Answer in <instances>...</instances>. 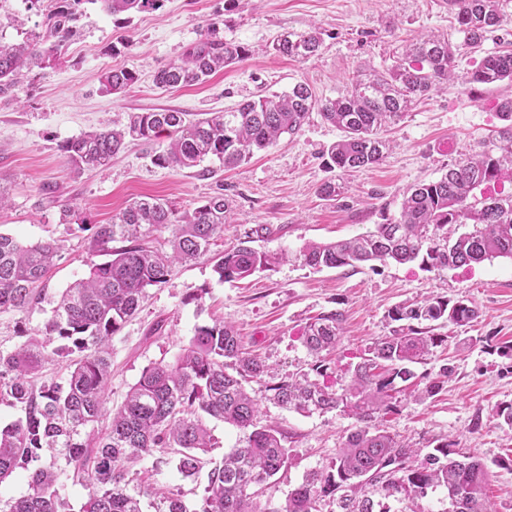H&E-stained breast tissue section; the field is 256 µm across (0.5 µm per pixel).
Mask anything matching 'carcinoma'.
<instances>
[{
  "mask_svg": "<svg viewBox=\"0 0 512 512\" xmlns=\"http://www.w3.org/2000/svg\"><path fill=\"white\" fill-rule=\"evenodd\" d=\"M109 15L155 10L163 0H99ZM81 0H49L44 31L0 47V93L19 88L28 72L55 61L74 35V9ZM457 8L453 43L431 33L406 45L391 67L360 71L345 92L318 99L308 85L247 101L233 110L190 120L177 110L131 112L122 126L83 133L59 145L68 174L104 171L112 158L137 142L149 144L165 136L168 143L154 161L194 169L212 158L234 168L258 150L296 134L309 112L343 132L327 150L331 167L354 172L380 164L387 143L380 133L401 122L417 99L448 83L456 53L482 50L488 36L512 24L506 0H448ZM323 39L318 28L286 31L273 51L307 60L317 55ZM249 49L218 37L217 23L155 77L160 89L200 84L215 73L246 60ZM470 81L485 86L512 83V51L486 54ZM136 82L133 70L110 68L102 84L112 94ZM497 113L504 126L483 140L480 151L448 166L440 178L418 182L404 192L399 215L365 233L335 242H310L298 259L315 269L388 261L420 262L429 270L470 267L496 258L512 259V194L477 196L476 190L505 177L512 179V96L500 99ZM229 203L218 193L181 213L165 199L144 197L129 203L108 224L81 220L88 250L105 257L88 273L58 293L49 317L31 336L9 351L0 350V406L21 412L0 425V484L23 471L25 494L4 502L0 512H73L61 493L64 469L87 489L79 512H142L139 495L129 490L136 479L133 464L172 452L177 469L194 478L208 464L215 447L205 418L221 420L243 431L245 443L224 454L207 474V485L193 504L181 492L154 493L153 512H320L324 497L337 501L339 512H376L375 496L418 499L441 489L448 512H494L484 496L488 470L473 455L447 441L433 448L420 464L418 449L394 439L375 424L392 410L397 382L415 386L407 368L426 356L440 337L423 322L463 326L478 316L468 299L429 297L400 305L388 314L398 326L380 339L371 356L357 363L351 384L341 394L304 373L270 387L271 399L297 413H326L341 408L361 423L336 452L330 469L307 474L273 510L259 497L268 482L289 462L281 433L259 424L260 405L243 380L266 372L260 360L243 352L237 331L222 318L195 328L193 336L170 363L147 366L123 403L110 405L112 339L141 310L147 291L167 281L173 268L208 257L219 279L246 278L285 254L260 252L239 245L218 254L212 246L224 232ZM167 230L168 249L141 243L154 231ZM121 246L115 247L113 243ZM54 239L23 243L0 234V313H25L45 298L47 275L61 257ZM340 314L318 316L304 329V343L314 357L312 370H327V355L340 336ZM65 364L61 376L38 380L45 364ZM452 368H440L418 392L430 397ZM108 421L107 431L95 427Z\"/></svg>",
  "mask_w": 512,
  "mask_h": 512,
  "instance_id": "1",
  "label": "carcinoma"
}]
</instances>
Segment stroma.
I'll return each mask as SVG.
<instances>
[{"label":"stroma","instance_id":"1","mask_svg":"<svg viewBox=\"0 0 512 512\" xmlns=\"http://www.w3.org/2000/svg\"><path fill=\"white\" fill-rule=\"evenodd\" d=\"M0 13L15 18L0 32V46L43 28L36 0H0ZM221 38L247 46L249 57L208 81L163 91L155 74L198 41L210 23ZM319 26L323 45L306 61L272 49L287 30ZM74 35L47 68L33 69L24 85L0 94V181L12 195L0 209V232L24 242L61 240L62 257L46 282L49 296L84 276L96 257L76 224L60 221L62 206L78 208L92 223H107L134 199H167L179 211L223 193L230 211L216 250L252 239L260 251L288 253V260L244 280H219L209 259L177 266L169 280L149 288L142 310L112 343L113 404H120L143 369L170 362L197 326L221 316L233 323L246 352L269 371L248 381L261 406V420L285 437L290 462L271 479L263 497L282 502L313 470L329 469L337 448L358 422L347 412L300 414L269 401V386L308 373L314 360L303 339L309 318L342 315V334L329 358L325 380L336 392L375 342L390 335L387 312L425 297L468 298L479 308L474 322L449 327V336L412 364L415 383H426L443 365L452 375L431 397L396 395L384 425L397 440L428 453L452 440L480 458L489 470L485 488L496 512H512V426L493 410L512 402V362L498 353L512 344V260L497 258L470 269L428 272L419 264L363 265L358 269L305 266L297 255L311 241L349 238L397 216L406 188L439 178L449 164L475 153L501 125L498 99L512 85L471 83L476 53L457 55L447 87L414 104L382 136L391 144L376 167L351 173L327 164V148L342 132L320 112H310L301 131L259 151L233 169L213 174L154 164L163 143L136 144L117 156L109 170L70 178L58 146L82 133L111 127L127 113L175 109L191 114L221 112L259 97L288 92L306 83L319 98L343 93L356 70L394 64L404 44L430 33L457 40L456 14L448 0H247L234 11L224 0H164L155 10L110 16L99 0H83ZM134 69L138 80L125 93H106V68ZM342 184L336 200L317 193L321 184ZM48 301L24 314H0V347L20 343L40 327ZM142 485L182 491L198 499L205 476L182 478L173 464L149 457L137 465Z\"/></svg>","mask_w":512,"mask_h":512}]
</instances>
